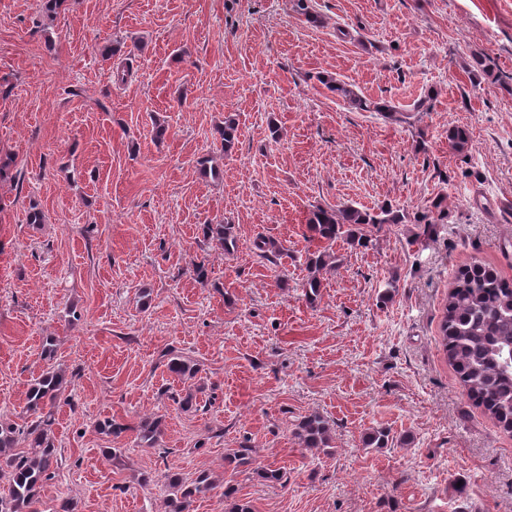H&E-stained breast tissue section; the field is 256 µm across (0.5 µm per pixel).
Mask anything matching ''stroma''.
I'll return each instance as SVG.
<instances>
[{"label":"stroma","mask_w":512,"mask_h":512,"mask_svg":"<svg viewBox=\"0 0 512 512\" xmlns=\"http://www.w3.org/2000/svg\"><path fill=\"white\" fill-rule=\"evenodd\" d=\"M312 8L319 23L294 0H64L54 14L0 0V160L24 176L0 181V413L21 412L47 367L77 374L45 512L65 499L74 512H155L160 477L203 470L220 486L193 512H224L228 485L254 512H512V433L467 396L440 337L460 269L479 261L512 281V0ZM115 47L132 68L121 84ZM480 54L497 83L474 71ZM325 76L434 109L396 124ZM228 113L240 137L227 157L214 129ZM453 127L468 152L449 147ZM439 196L448 221L430 231L337 239L342 264L307 302L310 205L413 212ZM33 207L44 223L28 222ZM220 220L235 226L234 255L202 245V225ZM259 236L283 255L261 257ZM168 348L198 371L195 410L172 400L183 384L159 360ZM311 413L333 429L318 452L294 437ZM155 414L157 448L136 446ZM104 417L127 432L99 433ZM376 429L388 446L363 447ZM245 442L254 467L225 465ZM142 471L156 484L140 486Z\"/></svg>","instance_id":"stroma-1"}]
</instances>
